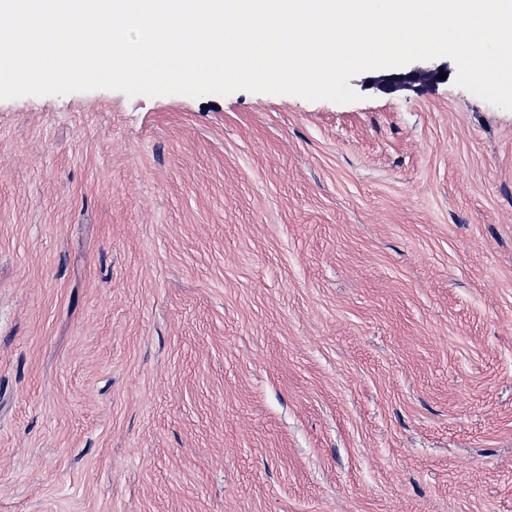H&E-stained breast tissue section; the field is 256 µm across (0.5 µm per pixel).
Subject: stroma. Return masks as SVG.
Returning <instances> with one entry per match:
<instances>
[{
	"label": "stroma",
	"instance_id": "stroma-1",
	"mask_svg": "<svg viewBox=\"0 0 512 512\" xmlns=\"http://www.w3.org/2000/svg\"><path fill=\"white\" fill-rule=\"evenodd\" d=\"M371 78L0 100V512H512V111Z\"/></svg>",
	"mask_w": 512,
	"mask_h": 512
}]
</instances>
